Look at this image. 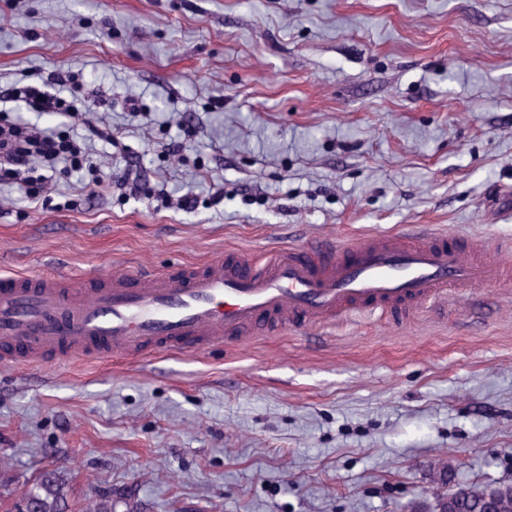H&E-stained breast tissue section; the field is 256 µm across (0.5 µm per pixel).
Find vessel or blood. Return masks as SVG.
<instances>
[{
    "mask_svg": "<svg viewBox=\"0 0 512 512\" xmlns=\"http://www.w3.org/2000/svg\"><path fill=\"white\" fill-rule=\"evenodd\" d=\"M501 275L480 244L423 230L342 245L318 239L256 262L230 252L201 267L117 272L95 289L70 276L1 275L0 350L23 364L46 352H198L229 339L433 306L449 289Z\"/></svg>",
    "mask_w": 512,
    "mask_h": 512,
    "instance_id": "obj_1",
    "label": "vessel or blood"
}]
</instances>
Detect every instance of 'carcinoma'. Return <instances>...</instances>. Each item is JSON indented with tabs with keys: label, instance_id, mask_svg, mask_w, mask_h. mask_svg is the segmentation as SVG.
Masks as SVG:
<instances>
[{
	"label": "carcinoma",
	"instance_id": "1",
	"mask_svg": "<svg viewBox=\"0 0 512 512\" xmlns=\"http://www.w3.org/2000/svg\"><path fill=\"white\" fill-rule=\"evenodd\" d=\"M436 482L450 485L448 491L435 495L433 512H512V485L456 482L451 472L436 474ZM21 500L28 503L27 512H69L68 484L55 468L44 469L25 490ZM143 512L138 500L130 497L114 500L110 496L90 498L83 512Z\"/></svg>",
	"mask_w": 512,
	"mask_h": 512
}]
</instances>
